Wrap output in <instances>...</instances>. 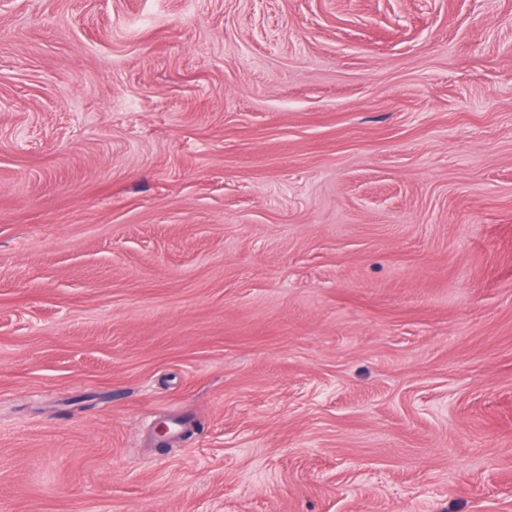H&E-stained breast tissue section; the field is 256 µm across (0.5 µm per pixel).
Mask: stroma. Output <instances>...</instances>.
Returning <instances> with one entry per match:
<instances>
[{
	"label": "stroma",
	"instance_id": "35a3bbf8",
	"mask_svg": "<svg viewBox=\"0 0 512 512\" xmlns=\"http://www.w3.org/2000/svg\"><path fill=\"white\" fill-rule=\"evenodd\" d=\"M0 512H512V0H0Z\"/></svg>",
	"mask_w": 512,
	"mask_h": 512
}]
</instances>
